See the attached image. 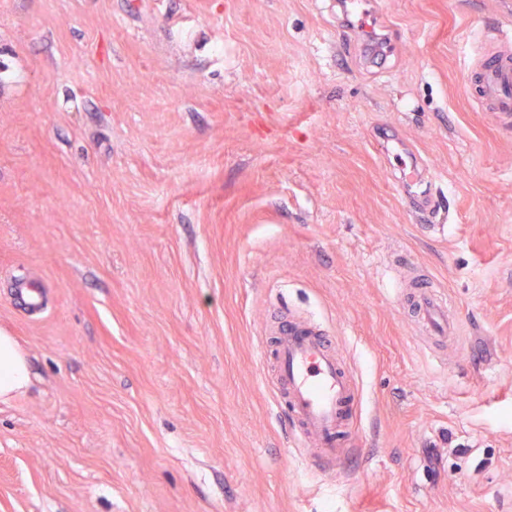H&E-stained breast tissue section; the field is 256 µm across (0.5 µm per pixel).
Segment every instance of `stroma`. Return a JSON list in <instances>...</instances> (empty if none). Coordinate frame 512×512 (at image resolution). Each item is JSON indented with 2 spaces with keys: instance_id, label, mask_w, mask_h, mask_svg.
<instances>
[{
  "instance_id": "stroma-1",
  "label": "stroma",
  "mask_w": 512,
  "mask_h": 512,
  "mask_svg": "<svg viewBox=\"0 0 512 512\" xmlns=\"http://www.w3.org/2000/svg\"><path fill=\"white\" fill-rule=\"evenodd\" d=\"M377 11L370 39L338 0H0V332L33 374L0 512H512V130L467 83L512 0ZM277 312L362 388L340 472L266 386ZM406 289L399 293L398 301L408 312H413L418 321L436 336L453 335L455 318L448 320V304L438 294L432 280L423 270L413 267ZM15 301L26 307L39 310L43 302V290L39 285L21 282L15 290Z\"/></svg>"
}]
</instances>
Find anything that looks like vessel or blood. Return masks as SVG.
Wrapping results in <instances>:
<instances>
[{"label":"vessel or blood","instance_id":"1","mask_svg":"<svg viewBox=\"0 0 512 512\" xmlns=\"http://www.w3.org/2000/svg\"><path fill=\"white\" fill-rule=\"evenodd\" d=\"M480 61L472 63L467 79L477 105L512 125V31L498 28L488 34ZM15 299L37 310L43 302L39 285L22 282ZM403 308L413 312L433 335H446L455 321L448 304L423 270L412 268L408 287L398 295ZM273 350H260L261 363L272 364L279 384V402L285 403L295 425V441L311 454L339 469L350 450L344 440L357 418L362 393L345 362L336 354L332 337L319 325L292 316L274 321Z\"/></svg>","mask_w":512,"mask_h":512}]
</instances>
